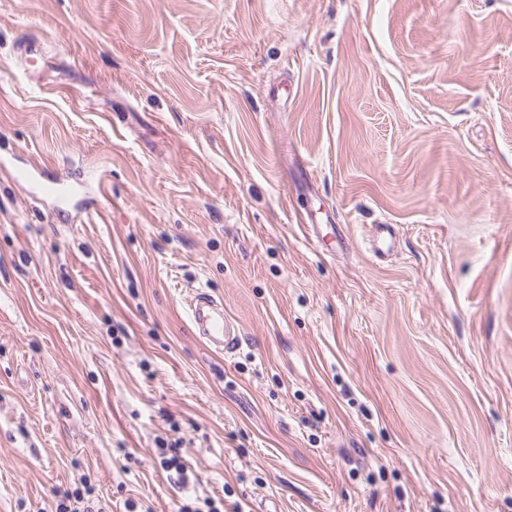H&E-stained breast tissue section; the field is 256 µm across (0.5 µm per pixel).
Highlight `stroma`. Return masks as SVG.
I'll list each match as a JSON object with an SVG mask.
<instances>
[{"instance_id": "obj_1", "label": "stroma", "mask_w": 512, "mask_h": 512, "mask_svg": "<svg viewBox=\"0 0 512 512\" xmlns=\"http://www.w3.org/2000/svg\"><path fill=\"white\" fill-rule=\"evenodd\" d=\"M64 489L512 512V0H0V512ZM189 319L197 335L224 355L235 353L242 344L239 329L224 315V303L207 292L189 299Z\"/></svg>"}]
</instances>
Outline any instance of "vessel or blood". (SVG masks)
Returning <instances> with one entry per match:
<instances>
[{
    "label": "vessel or blood",
    "mask_w": 512,
    "mask_h": 512,
    "mask_svg": "<svg viewBox=\"0 0 512 512\" xmlns=\"http://www.w3.org/2000/svg\"><path fill=\"white\" fill-rule=\"evenodd\" d=\"M189 319L197 335L216 351L235 353L242 344L234 322L224 314V303L206 292L195 293L188 303Z\"/></svg>",
    "instance_id": "1"
}]
</instances>
